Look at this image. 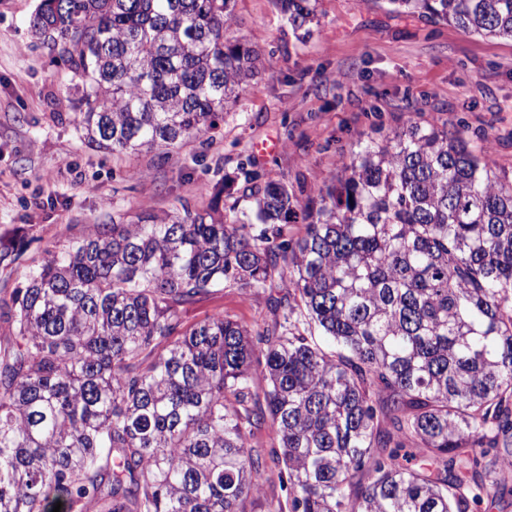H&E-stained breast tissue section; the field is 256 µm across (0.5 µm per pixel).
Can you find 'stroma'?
I'll list each match as a JSON object with an SVG mask.
<instances>
[{
  "label": "stroma",
  "mask_w": 512,
  "mask_h": 512,
  "mask_svg": "<svg viewBox=\"0 0 512 512\" xmlns=\"http://www.w3.org/2000/svg\"><path fill=\"white\" fill-rule=\"evenodd\" d=\"M39 0H0V236L29 254L65 244L75 229L141 210H202L251 160L268 179L330 181L342 152L411 120L462 122L475 148L512 169V41L398 16L371 0H320L298 40L274 0H237L232 31L264 67L215 129L168 156H112L81 139L77 94L30 30ZM257 328L265 298L229 285L190 313L215 311Z\"/></svg>",
  "instance_id": "obj_1"
}]
</instances>
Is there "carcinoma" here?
Masks as SVG:
<instances>
[{"instance_id":"cac0c4a2","label":"carcinoma","mask_w":512,"mask_h":512,"mask_svg":"<svg viewBox=\"0 0 512 512\" xmlns=\"http://www.w3.org/2000/svg\"><path fill=\"white\" fill-rule=\"evenodd\" d=\"M234 0H40L32 33L87 142L164 154L260 54ZM512 40V0H371ZM319 0H276L310 33ZM251 209L141 212L26 256L0 237V512H477L512 507V172L411 120ZM301 219L292 232L288 224ZM271 322L188 312L225 285ZM275 429L278 447L256 442Z\"/></svg>"}]
</instances>
